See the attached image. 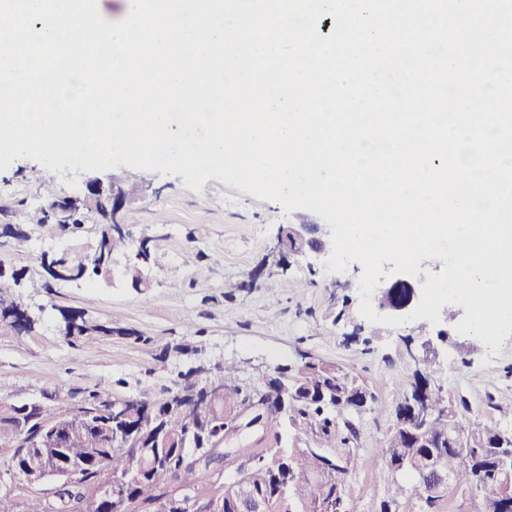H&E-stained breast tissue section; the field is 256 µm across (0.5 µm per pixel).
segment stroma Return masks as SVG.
Here are the masks:
<instances>
[{"label":"stroma","instance_id":"obj_1","mask_svg":"<svg viewBox=\"0 0 512 512\" xmlns=\"http://www.w3.org/2000/svg\"><path fill=\"white\" fill-rule=\"evenodd\" d=\"M43 167L29 159L15 160L0 171V209L45 205L64 194L85 190L88 180L117 179L139 183L140 196L120 213L134 238L152 240L146 268L149 298L119 277L90 284L72 283L48 294L37 276L42 252L68 247V240L32 237L19 244L0 238V263L24 267L34 274L33 285L21 290L30 307H44L41 330L32 335L0 339V398L17 404L43 400L45 395L79 391L97 383L117 396L149 394L160 399L172 387L178 371L191 364L235 359L248 373L275 363L294 364L310 354L352 372L385 401H393L408 379L401 363L407 349H419L445 329V322L422 319L397 327L368 321L359 312L360 263L343 272L327 271L324 257L290 256L278 278L288 289L270 295L255 273L266 264L282 228L318 214L298 209L285 212L274 201L261 200L216 178L201 191L184 185L180 175L134 170L126 165L93 173L63 169L43 179ZM304 283L303 292L293 283ZM349 313H338L341 302ZM82 308L93 318L131 327L149 337V344L117 336L70 346L58 331V307ZM438 342L437 361L445 394L466 397L472 415L512 428V414L495 404L512 399V335L499 352L470 335L450 331ZM195 347L193 357L157 359L169 344ZM392 419L364 414L360 454L365 464L352 477L360 506L383 497L386 468L377 449ZM9 449H0V503L11 506L35 495L53 492V479L30 485L7 474Z\"/></svg>","mask_w":512,"mask_h":512}]
</instances>
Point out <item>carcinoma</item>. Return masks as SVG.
Listing matches in <instances>:
<instances>
[{"mask_svg": "<svg viewBox=\"0 0 512 512\" xmlns=\"http://www.w3.org/2000/svg\"><path fill=\"white\" fill-rule=\"evenodd\" d=\"M101 226L90 251L70 247L43 260L45 288L66 281L105 278L118 254H132L120 272L124 283L148 294L144 268L151 258L152 239L134 241L131 234L112 227L110 211L97 212ZM86 214L59 224L48 207L15 211L0 224V238L19 243L31 240V227L42 238L76 235ZM28 271H0V338L30 334L42 325L44 308L22 310L11 289L24 284ZM59 328L67 343L116 334L136 342L150 338L133 328L97 321L74 308H58ZM412 381L403 385L392 404L382 401L357 376L333 362L308 356L299 363H277L266 379L241 378L238 363L224 359L203 375L209 393L190 403L177 389L196 386L199 368L178 373L175 388L153 400L137 396L112 397L96 383L80 398L69 392L45 395L50 404L38 403L31 412L25 405L0 399V448L13 449L7 470L34 484L55 467V449L40 448V429L65 424L64 456L82 464L77 481L52 497L27 498L21 512H200L214 499L261 500L266 512H357L352 475L363 465L359 453L360 429L339 417L350 405L356 414L389 413L393 423L379 444L387 469L384 497L368 512H385L390 502L407 512H444L448 484L423 483L421 460L434 453L441 471L454 476L453 485L470 493L473 512H512L503 507L512 495V476L499 474L496 424L468 416L470 406L462 396L449 397L437 382L438 365L425 361L411 367ZM254 425L259 439L249 445L240 432L242 413ZM208 431L214 445L226 444L240 467L234 476L213 481L222 461L217 452L192 457L198 432ZM277 447L261 448L267 436ZM110 473L111 494L101 492L102 476Z\"/></svg>", "mask_w": 512, "mask_h": 512, "instance_id": "cac0c4a2", "label": "carcinoma"}]
</instances>
